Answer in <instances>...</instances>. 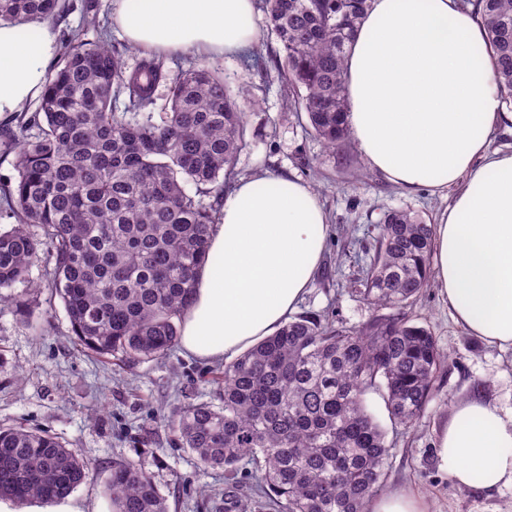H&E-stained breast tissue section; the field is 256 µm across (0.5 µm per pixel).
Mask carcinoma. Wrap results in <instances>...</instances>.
I'll list each match as a JSON object with an SVG mask.
<instances>
[{
	"instance_id": "1",
	"label": "carcinoma",
	"mask_w": 512,
	"mask_h": 512,
	"mask_svg": "<svg viewBox=\"0 0 512 512\" xmlns=\"http://www.w3.org/2000/svg\"><path fill=\"white\" fill-rule=\"evenodd\" d=\"M482 24L503 102L512 104V0H458ZM62 0H0V18L45 20ZM278 45L290 105L328 149L348 138L344 60L367 0H257ZM170 107L156 122V88ZM37 129L35 136L29 135ZM245 113L220 68L170 74L144 56L131 70L103 44L71 40L47 76L39 111L0 132L15 181L0 186V289L42 264L40 288L61 301L85 350L127 362L159 360L179 341L216 216L239 152ZM357 292L378 314L357 329L299 315L215 369L219 401L187 403L168 419L198 469L221 468L236 512H369L393 448L368 410L382 395L394 425L424 413L447 355L412 319L426 286L434 227L390 210ZM20 319L30 299L11 297ZM388 313H383V310ZM94 462L56 437L0 427V498L52 502L89 477ZM112 512H168L151 473L115 462Z\"/></svg>"
}]
</instances>
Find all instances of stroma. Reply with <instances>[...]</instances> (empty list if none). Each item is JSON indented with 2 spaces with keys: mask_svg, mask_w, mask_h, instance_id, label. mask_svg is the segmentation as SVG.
<instances>
[{
  "mask_svg": "<svg viewBox=\"0 0 512 512\" xmlns=\"http://www.w3.org/2000/svg\"><path fill=\"white\" fill-rule=\"evenodd\" d=\"M67 11L52 17L59 38L82 30V39H107L127 67L141 51L112 27V0H68ZM231 87L247 83L257 99L248 107L246 145L236 178L263 172L291 175L310 184L328 213L331 234L319 270L300 302L298 314L336 315L355 327L372 315L371 306L350 288L370 246L375 226L391 209H410L436 221L451 193L428 189L401 191L369 172L353 141L329 150L311 133L305 114L289 111L276 73L246 70L240 58L214 57ZM312 169L302 168L300 157ZM365 180H358V173ZM31 322H23L9 305L0 304V426L23 423L48 431L75 454L96 460L92 477L73 493L83 512H111L105 485L116 461L141 464L151 472L169 512H224V473L200 471L193 454L175 447L163 417L181 404L216 401L211 363L173 351L162 360L121 363L84 352L70 333L59 299L49 292L32 296ZM410 313L428 326L449 356L423 418L400 433L390 432L393 457L385 493L407 488L426 499L430 512H512V486L488 492L456 485L442 469L436 448L442 423L459 400L477 395L512 411V348L489 346L466 334L452 319L435 282H428ZM484 382L475 390V382Z\"/></svg>",
  "mask_w": 512,
  "mask_h": 512,
  "instance_id": "35a3bbf8",
  "label": "stroma"
}]
</instances>
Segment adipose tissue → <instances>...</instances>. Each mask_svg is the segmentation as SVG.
I'll return each mask as SVG.
<instances>
[{"label":"adipose tissue","mask_w":512,"mask_h":512,"mask_svg":"<svg viewBox=\"0 0 512 512\" xmlns=\"http://www.w3.org/2000/svg\"><path fill=\"white\" fill-rule=\"evenodd\" d=\"M112 23L148 54L231 57L259 38L254 0H113ZM57 48L45 22L0 20V116L39 94ZM345 68V120L368 167L407 193L457 190L430 256L452 318L488 345L512 347V151L491 146L512 113L501 109L482 26L454 0H369ZM329 234L302 180H237L209 228L182 350L229 362L275 333L310 286ZM437 449L458 485H512V414L485 400L456 405Z\"/></svg>","instance_id":"ef3b65f1"}]
</instances>
